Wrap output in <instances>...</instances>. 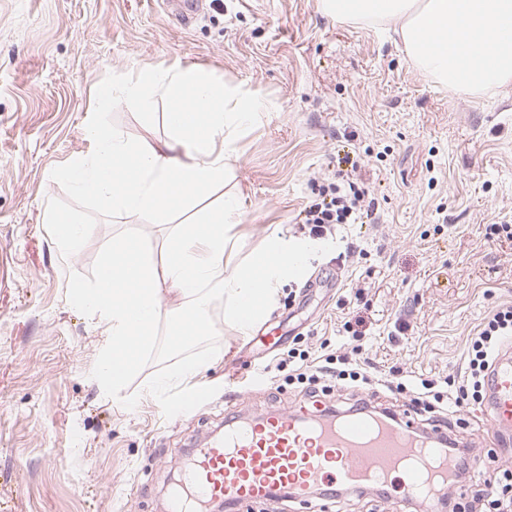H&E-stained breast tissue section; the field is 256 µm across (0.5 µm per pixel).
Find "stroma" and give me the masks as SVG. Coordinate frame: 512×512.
<instances>
[{
    "mask_svg": "<svg viewBox=\"0 0 512 512\" xmlns=\"http://www.w3.org/2000/svg\"><path fill=\"white\" fill-rule=\"evenodd\" d=\"M203 2L185 28L157 0H0V512H168L172 451L203 447L235 415L315 412L286 371L249 388L255 366L308 347L374 377L439 381L489 312L512 305V240L486 231L512 225V84L448 91L409 59L397 18L342 21L321 0ZM146 65L199 67L258 105L235 143L229 266L276 236L322 248L248 334L218 302L196 344L159 322L112 391L97 374L101 329L72 287L94 282L121 233L161 261L172 227L112 214L60 173L91 156L93 121L135 144L165 138V101L90 109L99 84ZM345 153L375 211L313 236L300 221L310 183L332 181ZM55 207L88 227L76 253L58 243ZM350 241L363 256L338 262ZM196 358L207 365L189 382L152 390Z\"/></svg>",
    "mask_w": 512,
    "mask_h": 512,
    "instance_id": "1",
    "label": "stroma"
}]
</instances>
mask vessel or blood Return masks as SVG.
Here are the masks:
<instances>
[{"instance_id": "vessel-or-blood-1", "label": "vessel or blood", "mask_w": 512, "mask_h": 512, "mask_svg": "<svg viewBox=\"0 0 512 512\" xmlns=\"http://www.w3.org/2000/svg\"><path fill=\"white\" fill-rule=\"evenodd\" d=\"M485 407L492 437L512 435V337L494 364ZM451 476L442 447L423 439L411 419L392 426L369 413L307 419L287 409L262 424L226 429L222 439L202 448L185 487L173 495L171 512H202L218 499L235 512L279 487L305 501L318 486L394 483L403 500L437 512Z\"/></svg>"}]
</instances>
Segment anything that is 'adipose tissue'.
Segmentation results:
<instances>
[{
  "label": "adipose tissue",
  "instance_id": "adipose-tissue-1",
  "mask_svg": "<svg viewBox=\"0 0 512 512\" xmlns=\"http://www.w3.org/2000/svg\"><path fill=\"white\" fill-rule=\"evenodd\" d=\"M157 96L169 103L166 139L136 145L95 122L86 129L94 154L64 172L75 192L118 214L149 215L156 223L173 224L174 211L196 212L192 221L174 225L163 265H156L130 238L118 235L107 248L95 283L73 288L77 306L102 328L99 378L115 388L152 347L159 320L197 323L201 335H208L212 297L222 301L225 318L248 333L278 287L302 270L312 247L308 241L274 237L246 264L227 266L224 247L240 208L239 193L226 188L234 141L254 123L256 110L193 66H146L136 76H117L96 89L91 109L105 112L122 100L147 110ZM216 190L222 193L220 206L198 209L201 197ZM213 282L219 285L214 296L206 290ZM164 287L176 291L184 306L162 311L159 294Z\"/></svg>",
  "mask_w": 512,
  "mask_h": 512
}]
</instances>
